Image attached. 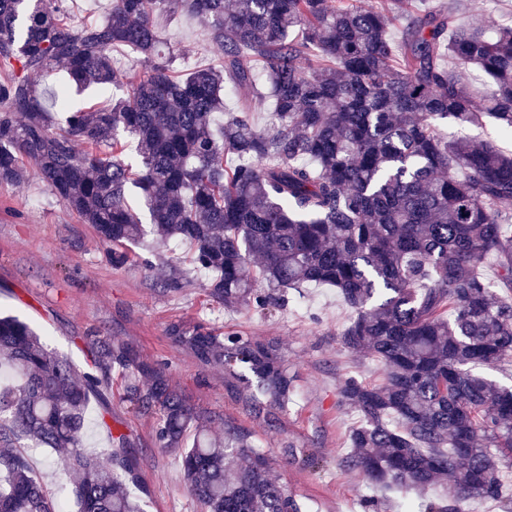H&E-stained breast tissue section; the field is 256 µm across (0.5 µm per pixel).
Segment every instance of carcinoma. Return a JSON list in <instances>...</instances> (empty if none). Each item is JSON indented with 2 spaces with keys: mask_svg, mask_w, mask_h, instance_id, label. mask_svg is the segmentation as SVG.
Listing matches in <instances>:
<instances>
[{
  "mask_svg": "<svg viewBox=\"0 0 512 512\" xmlns=\"http://www.w3.org/2000/svg\"><path fill=\"white\" fill-rule=\"evenodd\" d=\"M399 0H111L105 19L76 24L63 0H0V183L27 164L105 245L187 242L209 273V297L228 308H280L287 288L324 283L352 310L339 332L383 367L380 385L337 387L361 424L344 466L375 487H436L438 500L406 512H462L490 500L512 512V388L477 372L512 357V157L484 140L442 136L438 122L512 134V23L486 29L450 12L415 15L398 48L388 12ZM206 22L220 67L179 69L157 17ZM125 47L144 64L116 68ZM263 61L268 91L250 58ZM475 68L489 87L479 107L460 80ZM61 72L49 102L35 81ZM242 96L224 111V84ZM127 84L103 108L72 110L71 87ZM270 99L257 126L252 102ZM135 137L125 162L118 132ZM238 164L224 169V155ZM136 188L145 229L132 208ZM497 261L496 291L481 273ZM204 365L243 383L249 411L267 418L290 400L274 341L223 335L206 324L168 328ZM100 369L133 370L137 411L156 414L155 440L182 450L183 479L202 512H298L270 477L250 435L208 420L161 368L110 336H88ZM92 373L78 376L24 321L0 318V512H62L25 448L77 477L75 512H145L129 436L100 456L81 448ZM194 430L185 446L187 430Z\"/></svg>",
  "mask_w": 512,
  "mask_h": 512,
  "instance_id": "obj_1",
  "label": "carcinoma"
}]
</instances>
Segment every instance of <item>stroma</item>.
<instances>
[{"instance_id":"1","label":"stroma","mask_w":512,"mask_h":512,"mask_svg":"<svg viewBox=\"0 0 512 512\" xmlns=\"http://www.w3.org/2000/svg\"><path fill=\"white\" fill-rule=\"evenodd\" d=\"M426 7L449 8L461 21L490 28L512 21V0H405L403 10L389 15L392 42H399L408 14ZM160 24L188 65L221 64L224 55L209 43L202 22L180 17ZM127 252V262L113 266L93 226L58 202L37 172L18 186L0 184V314L30 324L77 373L94 369L86 344L93 334L112 337L157 363L211 419L213 434L223 435L228 424L250 433L272 459L273 479L295 496L301 512H364L368 498L379 502L380 512H403L404 499L423 498L420 490L405 497L381 491L341 462L358 416L339 403L336 389L349 376L380 382L381 366L342 347L338 333L352 311L337 289L289 290L283 306L272 312L227 308L208 296L207 274L190 264L188 244L163 246L148 236ZM177 322L278 342L292 378L287 410L273 411L266 420L251 415L238 383L223 369L202 365L187 347L171 341L167 329ZM128 384L127 372L119 368L106 374L103 400H90L86 409V452L109 448L110 429L124 431L141 463L146 512H201L182 479L180 454L155 441V414L134 411L125 401ZM289 447L312 456L314 465L285 458ZM47 457L42 448L27 452L32 470L64 512H72L74 480L50 468Z\"/></svg>"}]
</instances>
